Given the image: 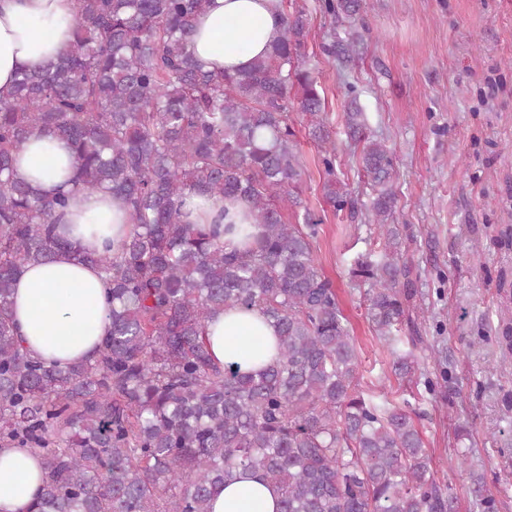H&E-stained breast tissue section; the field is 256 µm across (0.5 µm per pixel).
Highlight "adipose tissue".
<instances>
[{
  "instance_id": "1",
  "label": "adipose tissue",
  "mask_w": 512,
  "mask_h": 512,
  "mask_svg": "<svg viewBox=\"0 0 512 512\" xmlns=\"http://www.w3.org/2000/svg\"><path fill=\"white\" fill-rule=\"evenodd\" d=\"M76 0H0V98L12 90L19 69H36L70 42ZM279 0H212L196 23L193 54L206 68L247 69L281 30ZM17 173L40 194L53 195L71 180L75 156L64 139L30 138L17 155ZM68 251L51 262L26 266L15 283L13 313L25 350L60 366L92 356L109 330L107 283L97 268L78 263L74 250H101L133 230L130 214L112 194L74 193L58 219ZM219 364L241 370L273 362L276 331L256 309H227L206 325ZM38 456L27 448L0 450V512H25L41 484ZM279 492L247 474L215 497L212 512H276Z\"/></svg>"
}]
</instances>
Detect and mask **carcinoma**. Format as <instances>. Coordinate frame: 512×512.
<instances>
[{
	"instance_id": "cac0c4a2",
	"label": "carcinoma",
	"mask_w": 512,
	"mask_h": 512,
	"mask_svg": "<svg viewBox=\"0 0 512 512\" xmlns=\"http://www.w3.org/2000/svg\"><path fill=\"white\" fill-rule=\"evenodd\" d=\"M77 2L68 47L19 72L0 100V449L41 456L44 478L26 512H211L245 471L280 491L278 512H454L411 414L382 390L360 392L356 344L316 263L320 219L298 192L290 113L307 118L326 198L352 218L358 208L336 178L304 11L281 13L280 37L249 68L216 73L190 50L211 0ZM320 8L354 20L363 0ZM329 36L326 51L346 56L347 40L334 27ZM348 94L344 132L362 146L365 209L383 240L379 259H357L351 277L394 373L410 379L423 340L394 224V160L368 132L354 86ZM36 133L66 139L75 185L122 199L134 224L114 253H75L107 276L111 331L91 358L67 366L22 350L12 316L24 267L67 247L54 215L69 194L44 197L14 167ZM189 193L248 209L190 224ZM225 234L242 248L224 250ZM235 307L273 321L275 363L243 372L213 361L206 323Z\"/></svg>"
}]
</instances>
